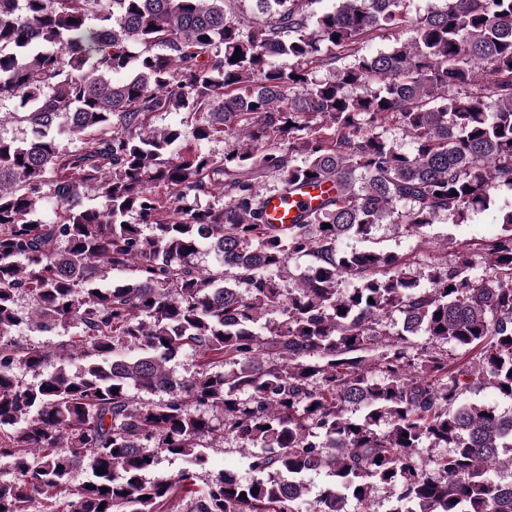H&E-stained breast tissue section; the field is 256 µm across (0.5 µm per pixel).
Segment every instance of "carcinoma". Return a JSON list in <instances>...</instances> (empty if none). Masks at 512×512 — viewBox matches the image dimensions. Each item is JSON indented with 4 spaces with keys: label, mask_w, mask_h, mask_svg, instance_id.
I'll return each instance as SVG.
<instances>
[{
    "label": "carcinoma",
    "mask_w": 512,
    "mask_h": 512,
    "mask_svg": "<svg viewBox=\"0 0 512 512\" xmlns=\"http://www.w3.org/2000/svg\"><path fill=\"white\" fill-rule=\"evenodd\" d=\"M93 2L0 0V101L27 128L0 134V512H162L193 474L151 477L158 453L202 465L218 435L256 478L214 476L190 512H375L380 487L397 512H512V412L465 399L512 400V209L419 276L339 247L466 224L512 188V0H445L376 53L413 0ZM167 112L180 123L155 126ZM393 119L411 149L380 131ZM187 136L227 147L177 151ZM326 183L302 221L269 222L268 195ZM25 322L77 338L22 347ZM313 471L330 482L311 500Z\"/></svg>",
    "instance_id": "cac0c4a2"
}]
</instances>
